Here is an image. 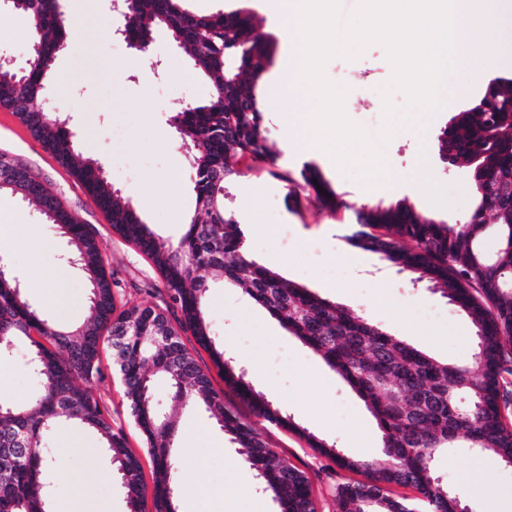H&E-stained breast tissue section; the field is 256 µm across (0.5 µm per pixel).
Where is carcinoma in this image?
I'll list each match as a JSON object with an SVG mask.
<instances>
[{
	"label": "carcinoma",
	"mask_w": 512,
	"mask_h": 512,
	"mask_svg": "<svg viewBox=\"0 0 512 512\" xmlns=\"http://www.w3.org/2000/svg\"><path fill=\"white\" fill-rule=\"evenodd\" d=\"M11 5L28 19L37 46L31 48L27 71H0V108L27 125L32 138L84 186L112 230L150 260L164 282L166 306L179 309L181 319L172 324L156 306H117L98 235L72 215L60 229L90 288L91 315L85 323L67 328L38 312L12 269L0 264V354L26 343L29 368L40 383L37 395L25 404L0 400V512H49L45 445L63 422L101 438L119 471L129 512H143L148 497L153 512H175L176 423L156 408L157 377L170 386L175 405L209 413L240 448L281 512H316L305 473L289 466L252 421L225 408L224 390L213 386L196 358L200 347L211 352L224 384L251 406L255 417L296 432L339 467L363 476L338 487L337 512H417L414 504L384 495L388 485L412 487L426 512H464L462 494L449 491L435 475L431 457L458 440L512 466V428L505 422V409L512 402V288L507 285L512 281V208L494 190L497 183L512 185V79L496 89L501 111L492 119L482 112L452 117L458 145L454 163L471 167L473 191L482 209L497 220L500 247L491 266L483 258V224H438L405 199L388 205L349 203L312 163L294 172L269 170L286 184L313 190L332 209L351 210L348 244L379 255L417 283L442 287L474 328L472 362L458 365L436 359L366 316L284 279L249 253L244 230L226 206V190L241 161L275 164L256 92L273 44L250 14H199L187 0L131 4V42L139 43L163 27L185 49L195 72L211 81L205 100L174 109L173 120L188 148L196 211L185 234L173 243L130 207L99 162L83 156L64 123H47L35 111L58 46L69 36L60 0H11ZM6 164L20 166L21 176L28 179L24 203L44 216L61 205L21 160L0 152V165ZM202 269L219 273L224 285L244 290L349 384L376 420L386 462L342 454L254 390L235 358L215 343L207 319L210 283L197 276ZM188 334L198 347L183 342ZM118 343L114 356L124 397L153 463L150 486L140 456L127 447L124 431L112 427V413L94 392L107 377L103 351Z\"/></svg>",
	"instance_id": "1"
}]
</instances>
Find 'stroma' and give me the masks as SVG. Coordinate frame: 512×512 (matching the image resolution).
Returning <instances> with one entry per match:
<instances>
[{
    "mask_svg": "<svg viewBox=\"0 0 512 512\" xmlns=\"http://www.w3.org/2000/svg\"><path fill=\"white\" fill-rule=\"evenodd\" d=\"M70 26L63 53L37 104L61 117L75 133L81 150L100 162L122 197L145 223L161 236L178 241L195 209L192 171L187 151L171 117L177 104L205 99L208 81L192 69L185 51L163 28L152 32L155 65H143L117 36L120 17L111 0H60ZM191 9L211 14L244 10L263 32L276 41L275 73L293 35L279 19L267 16L262 0H189ZM22 14L0 7V54L14 58L17 68L28 66L29 41L20 32ZM497 35L508 63L489 65L479 52L456 61L448 79V111L431 122L426 136L400 130L385 148L396 181L373 190L363 189L343 174L324 152L299 149L286 136L287 121H300L303 98L284 101L266 110L264 124L280 167L294 170L316 164L336 190L350 201L370 205L404 199L421 213L441 222L465 221L476 201L467 165L445 166L437 156V137L451 114L472 106L489 79L512 78V12L497 16ZM391 68L382 46L374 45L355 61L334 58L328 76L348 84L345 109L350 119L365 126L382 123V100L377 91ZM0 152L8 153L38 174L44 185L81 223L97 232L106 268L122 285V299L131 305L159 303L164 285L141 252L114 234L105 214L84 188L36 142L9 112L0 110ZM427 160L435 180L450 188V206L432 204L418 181L420 160ZM262 161H246L228 186L227 206L238 221L248 223V249L260 263L284 278L303 284L320 296L360 312L435 358L466 364L471 360L473 330L467 317L433 286L413 284L378 255L346 244L353 221L351 211H330L314 194L297 190L288 195L284 183L269 176ZM13 213L17 222L0 236V261L7 263L27 287L36 307L58 322L71 325L88 314V289L81 270L69 263V248L56 225L15 196L0 194V213ZM54 275V288L32 286L34 270ZM208 318L216 341L238 359L257 391L277 402L308 432L336 443L344 454H380L376 421L364 402L322 359L289 335L268 312L240 289L215 281L209 295ZM27 349L17 346L0 356V398L25 401L39 383L26 366ZM109 407L113 426L123 428L130 448L142 441L122 397L118 374L95 389ZM262 438L279 449L289 465L305 472L316 512H336V489L357 481L355 473L339 468L317 454L303 437L267 422L257 424ZM178 447L184 448L176 512H188L203 502L207 512H280L271 493L262 489L256 471L240 455L228 435L204 411L188 407L178 418ZM53 468L52 503L64 512H128L116 471L98 436L60 424L50 442ZM433 469L449 489L460 491L469 512H500L512 503V466L491 453L473 454L459 446L442 450ZM86 471L80 488L62 481L64 472Z\"/></svg>",
    "mask_w": 512,
    "mask_h": 512,
    "instance_id": "stroma-1",
    "label": "stroma"
}]
</instances>
